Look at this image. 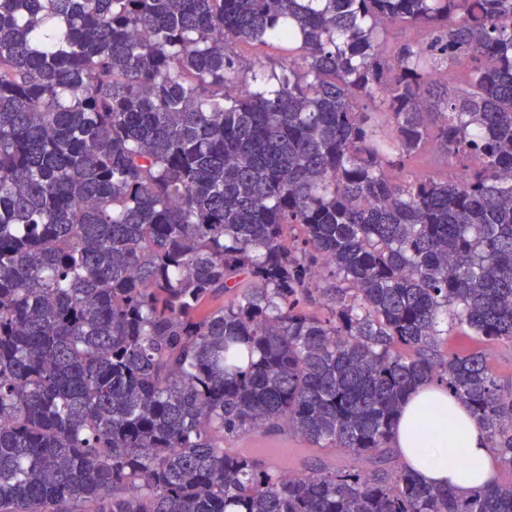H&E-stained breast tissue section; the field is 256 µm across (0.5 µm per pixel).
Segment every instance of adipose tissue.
I'll return each instance as SVG.
<instances>
[{
  "label": "adipose tissue",
  "instance_id": "ef3b65f1",
  "mask_svg": "<svg viewBox=\"0 0 512 512\" xmlns=\"http://www.w3.org/2000/svg\"><path fill=\"white\" fill-rule=\"evenodd\" d=\"M391 448L428 485L449 487L465 496L496 481V455L483 426L445 387L427 382L404 401ZM460 449L462 464L450 462Z\"/></svg>",
  "mask_w": 512,
  "mask_h": 512
}]
</instances>
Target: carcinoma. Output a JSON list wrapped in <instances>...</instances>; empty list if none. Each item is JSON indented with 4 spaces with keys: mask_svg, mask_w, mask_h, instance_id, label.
Here are the masks:
<instances>
[{
    "mask_svg": "<svg viewBox=\"0 0 512 512\" xmlns=\"http://www.w3.org/2000/svg\"><path fill=\"white\" fill-rule=\"evenodd\" d=\"M452 332L512 343V0H0V512H512L380 466L434 380L512 473ZM283 426L376 466L225 447ZM236 51L239 54L241 70H244L243 79L249 83H252L250 79L251 72L249 71V67H252L253 63L256 62V57H260L262 61L267 62L270 66H277L278 63L284 62V59L287 63L289 62L294 64L293 61L299 62L297 58H290L288 61V55L273 46H253L241 44L236 48Z\"/></svg>",
    "mask_w": 512,
    "mask_h": 512,
    "instance_id": "obj_1",
    "label": "carcinoma"
}]
</instances>
